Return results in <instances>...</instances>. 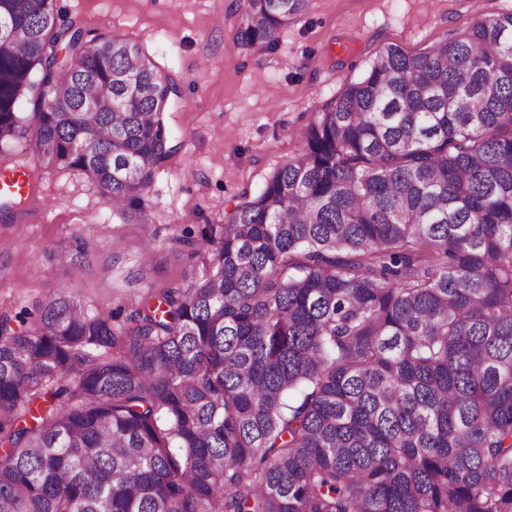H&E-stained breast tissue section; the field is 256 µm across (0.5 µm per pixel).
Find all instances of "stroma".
<instances>
[{
  "label": "stroma",
  "instance_id": "obj_1",
  "mask_svg": "<svg viewBox=\"0 0 512 512\" xmlns=\"http://www.w3.org/2000/svg\"><path fill=\"white\" fill-rule=\"evenodd\" d=\"M243 0H57L89 36L121 35L179 83L182 147L124 213L85 174L45 175L42 205L0 221V314L36 311L65 287L93 313L187 282L193 241L294 159L319 112L384 45L417 53L512 0H309L274 48L240 45ZM152 237V257L144 239Z\"/></svg>",
  "mask_w": 512,
  "mask_h": 512
}]
</instances>
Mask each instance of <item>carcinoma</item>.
<instances>
[{"instance_id":"obj_1","label":"carcinoma","mask_w":512,"mask_h":512,"mask_svg":"<svg viewBox=\"0 0 512 512\" xmlns=\"http://www.w3.org/2000/svg\"><path fill=\"white\" fill-rule=\"evenodd\" d=\"M307 4L246 0L236 38ZM178 96L137 44L0 0V169L121 211ZM304 142L154 302L0 317V512H512V12L382 47Z\"/></svg>"}]
</instances>
